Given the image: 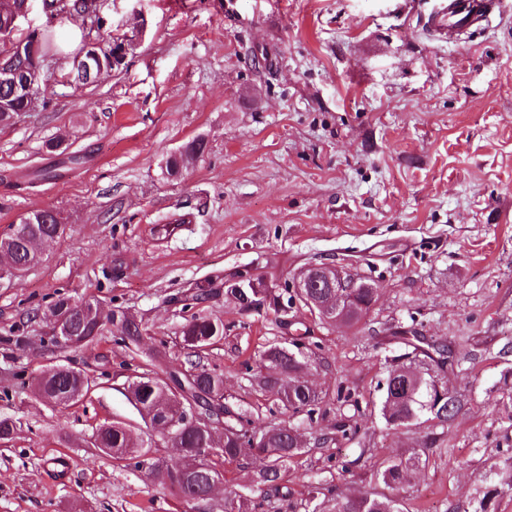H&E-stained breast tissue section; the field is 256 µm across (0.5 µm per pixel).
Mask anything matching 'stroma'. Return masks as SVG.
<instances>
[{
	"label": "stroma",
	"mask_w": 512,
	"mask_h": 512,
	"mask_svg": "<svg viewBox=\"0 0 512 512\" xmlns=\"http://www.w3.org/2000/svg\"><path fill=\"white\" fill-rule=\"evenodd\" d=\"M498 2L488 23L451 39L424 29L437 0H106L105 36L137 37L127 69L76 89L61 81L66 59H53L42 106L0 128V232L43 208L65 224L37 265L0 286V416L18 422L0 446V512H224L247 472L230 468L222 489L186 504L90 447L102 423L141 426L124 390L136 362L109 332L86 349L52 345L50 307L64 294L128 308L178 367L191 312L172 295L244 266L279 289L320 262L352 266L378 290L354 328L294 312L316 344L307 380L348 387L362 406L292 417L307 451L272 506L289 512L316 486L382 491L380 464L415 450L397 491L407 512H474L491 484L503 491L497 512H512V0ZM196 138L205 153L168 177L167 156ZM42 169L57 178L37 179ZM177 215L188 223L162 236ZM202 311L224 322L207 364L224 375L227 405L269 422L248 369L294 329L221 293ZM412 321L467 355L448 378L462 401L448 424L393 428L378 413L385 360L401 352L390 330ZM63 358L97 385L52 407L32 381ZM351 419L358 436L338 437ZM430 433L435 445L422 447Z\"/></svg>",
	"instance_id": "1"
}]
</instances>
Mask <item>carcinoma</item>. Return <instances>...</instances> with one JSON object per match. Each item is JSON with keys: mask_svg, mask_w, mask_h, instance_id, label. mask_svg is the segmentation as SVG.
<instances>
[{"mask_svg": "<svg viewBox=\"0 0 512 512\" xmlns=\"http://www.w3.org/2000/svg\"><path fill=\"white\" fill-rule=\"evenodd\" d=\"M64 21L46 23L34 37L23 39V45L13 51L17 68L31 75L39 69L43 58L61 55V42L56 29ZM27 111L24 97L11 87L0 84V125L10 124L14 116ZM202 139L188 142L184 149L167 158L166 172L178 174L204 154ZM30 224L9 225L0 234V255L19 256L28 267L36 265V252L44 239L57 233L58 219L53 209L32 212ZM219 292L214 281L205 279L184 294V306L197 307ZM348 302L342 309V323L359 325L377 302L376 288H343ZM267 308L281 321L284 306L292 305L297 293L289 288L278 292L267 289ZM53 316L74 336L72 347L83 348L98 341L107 328L112 335L140 359V371L127 379V398L141 420L155 427L160 419L174 422L167 439L174 447L184 449L182 463L171 469L163 461L150 456L143 438L135 435L131 425L114 421L100 425L92 435L91 445L113 460L134 461V466L167 484L185 503L210 498L214 481L228 468L245 463L251 468V486L270 491L283 488L288 478V466L305 452L291 425L283 423L258 424L245 411L226 408L224 375L207 367V351L224 338V322L195 313L179 330V340L186 350V366L172 369L166 364V352L158 347H144L146 328L136 315L121 308H106L96 299L74 301L60 296L52 305ZM411 351L405 354L407 363H394L384 379V397L380 413L393 427L419 424L429 414L444 425L452 421L461 408L458 396L448 390L443 378L456 372L459 351L439 345L424 336H414L408 343ZM261 361L268 372L251 375V386L270 400L275 409L293 416L302 414L314 419L324 406L326 397L302 379L311 356L303 351L302 338L296 337L286 346L272 343L265 347ZM172 379L182 389L176 395L168 386ZM38 396L48 405L69 406L88 396L86 372L71 366L67 360L55 363L35 378ZM198 407L199 420L189 414L190 404ZM416 456L393 457L377 471V479L394 489L404 483ZM321 489L314 488L308 503L312 509L304 512H405L398 498L385 494H366L342 499L328 492L316 502ZM267 497L231 489L225 498V512H265Z\"/></svg>", "mask_w": 512, "mask_h": 512, "instance_id": "1", "label": "carcinoma"}]
</instances>
